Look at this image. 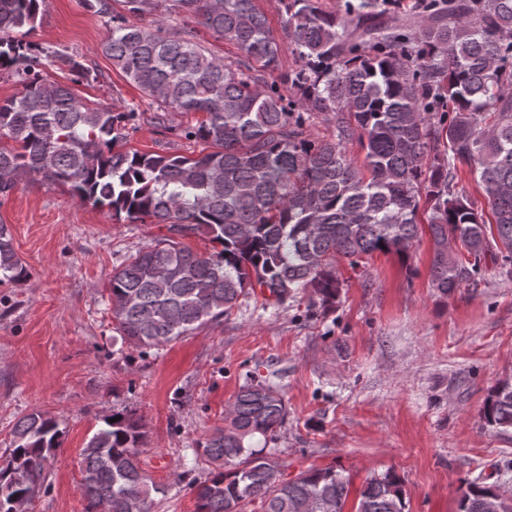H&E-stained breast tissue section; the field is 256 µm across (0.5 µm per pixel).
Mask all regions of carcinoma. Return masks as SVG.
<instances>
[{
    "instance_id": "obj_1",
    "label": "carcinoma",
    "mask_w": 512,
    "mask_h": 512,
    "mask_svg": "<svg viewBox=\"0 0 512 512\" xmlns=\"http://www.w3.org/2000/svg\"><path fill=\"white\" fill-rule=\"evenodd\" d=\"M109 17L102 52L112 68L165 112H203L182 136L207 146L196 157L124 149L135 107L119 112L48 84L42 65L91 71L64 50L28 36L47 0H0V71L22 90L0 101V194L24 179L66 185L82 202L167 234L112 273L107 306L122 343L143 354L189 336L260 294L280 307L301 291L327 311L342 283L336 263L356 267L376 252L407 254L425 204L433 258L430 286L446 296L475 288L486 261L512 280V0H424L423 23L386 25L372 0L338 13L319 0H279L282 32L298 66L282 70L281 44L255 0H86ZM200 20L239 50L227 61L166 25L174 14ZM271 79H266V76ZM331 139L309 133L314 119ZM356 142L363 164L347 154ZM479 176L494 223L458 188V165ZM221 246L209 255L183 239ZM0 224V284L28 280ZM288 415L281 390L247 378L224 429L195 454L214 468L192 484L196 512H343L348 479L333 467L284 480L254 442L276 440ZM485 424L512 431V381L496 384ZM82 450L85 512H152L161 488L141 467L142 418L124 410L99 418ZM59 422L40 411L18 420L0 456V512H26L60 447ZM493 485L466 482L457 512H485ZM355 512H406L391 471L369 479Z\"/></svg>"
}]
</instances>
